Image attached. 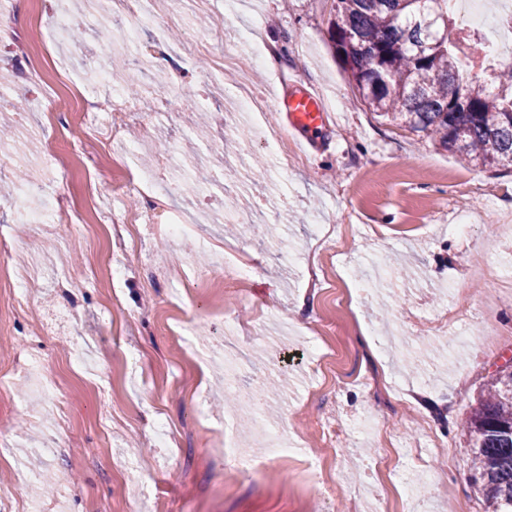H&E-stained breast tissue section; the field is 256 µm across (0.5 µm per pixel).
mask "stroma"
Wrapping results in <instances>:
<instances>
[{"label":"stroma","instance_id":"1","mask_svg":"<svg viewBox=\"0 0 512 512\" xmlns=\"http://www.w3.org/2000/svg\"><path fill=\"white\" fill-rule=\"evenodd\" d=\"M333 0H214L174 11L148 0L141 34L148 64L125 92L124 54L101 39L85 11L63 0H6L0 8V120L12 128L0 158V512H491L470 480L460 447L463 423L482 388L512 356V194L488 201L455 197L454 176L512 187V165L473 168L417 134L377 117L333 55ZM246 27L275 49L274 68L254 66L241 47L217 75L197 45L220 56V33ZM112 79L88 80L94 60ZM42 64V79L25 74ZM268 98L265 112L238 109L241 76ZM307 88L335 101L317 145L285 166L264 140L243 144V125L283 128L276 102ZM100 109L84 112L74 90ZM196 104L211 116L207 139L191 142ZM131 110L113 135L101 109ZM74 142L83 150H71ZM196 151L187 162L186 146ZM236 158L225 167V155ZM45 184L78 224L33 228L15 208L16 170ZM162 171L179 191L173 216H191L194 239H168L165 224H117L145 209L140 180ZM467 234L455 233L459 206ZM273 238H255L265 216ZM348 233L350 253L311 286L308 226ZM252 274L236 283L226 247ZM487 273L472 276L473 256ZM407 259L351 308L338 300L389 258ZM26 278V305L13 301ZM465 302L450 320L429 323L448 303V282ZM232 323L231 353L243 364L241 389L278 385L264 419L287 424L296 453L257 474L226 465L224 441L246 444L251 417L224 391V361L206 343ZM43 362L60 389L50 402L33 391L24 363ZM398 440L413 482L435 476L423 496L381 484L369 463L385 450L377 435L352 429L359 415ZM340 429L328 458L314 425ZM172 434L160 443L156 427Z\"/></svg>","mask_w":512,"mask_h":512}]
</instances>
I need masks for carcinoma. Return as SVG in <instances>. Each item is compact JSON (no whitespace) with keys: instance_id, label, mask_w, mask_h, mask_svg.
I'll return each instance as SVG.
<instances>
[{"instance_id":"carcinoma-1","label":"carcinoma","mask_w":512,"mask_h":512,"mask_svg":"<svg viewBox=\"0 0 512 512\" xmlns=\"http://www.w3.org/2000/svg\"><path fill=\"white\" fill-rule=\"evenodd\" d=\"M448 0H336L329 36L360 100L474 167L512 164V70L463 69L443 31ZM464 428L471 478L493 512H512V365L495 371Z\"/></svg>"}]
</instances>
